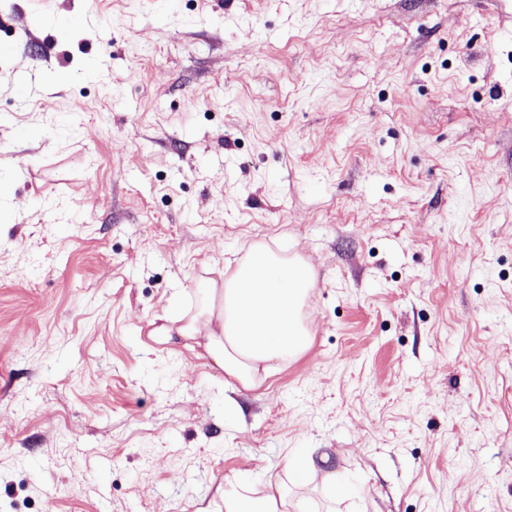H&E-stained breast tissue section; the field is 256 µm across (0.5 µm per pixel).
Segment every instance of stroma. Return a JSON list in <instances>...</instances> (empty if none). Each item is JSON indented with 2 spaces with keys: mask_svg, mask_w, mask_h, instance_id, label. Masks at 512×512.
Segmentation results:
<instances>
[{
  "mask_svg": "<svg viewBox=\"0 0 512 512\" xmlns=\"http://www.w3.org/2000/svg\"><path fill=\"white\" fill-rule=\"evenodd\" d=\"M1 42L0 512H224L308 451L309 512H512V0H0ZM253 243L312 342L246 391L151 331Z\"/></svg>",
  "mask_w": 512,
  "mask_h": 512,
  "instance_id": "35a3bbf8",
  "label": "stroma"
}]
</instances>
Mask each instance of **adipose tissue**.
Listing matches in <instances>:
<instances>
[{
    "label": "adipose tissue",
    "instance_id": "adipose-tissue-1",
    "mask_svg": "<svg viewBox=\"0 0 512 512\" xmlns=\"http://www.w3.org/2000/svg\"><path fill=\"white\" fill-rule=\"evenodd\" d=\"M312 283L313 274L301 261L253 244L236 267L225 269L221 281H208L205 312L190 318L168 315L153 334L165 343L177 337L201 341L229 385L255 389L309 348L311 331L301 310ZM287 468L291 484L241 485L225 494V512H291L292 489L313 474L314 464L309 456L296 455L288 458Z\"/></svg>",
    "mask_w": 512,
    "mask_h": 512
}]
</instances>
